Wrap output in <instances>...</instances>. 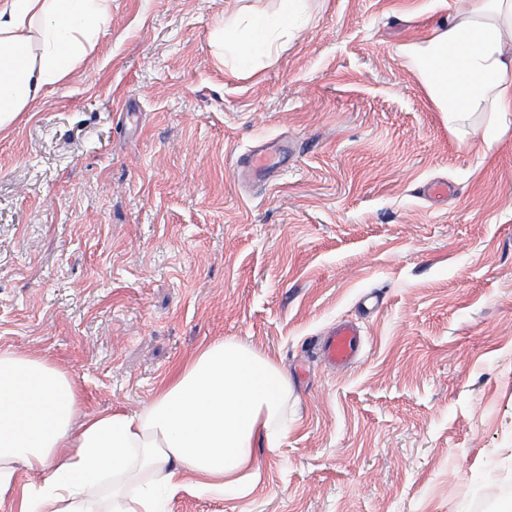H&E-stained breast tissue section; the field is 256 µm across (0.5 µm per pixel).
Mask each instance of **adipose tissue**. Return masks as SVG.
Listing matches in <instances>:
<instances>
[{
	"label": "adipose tissue",
	"instance_id": "adipose-tissue-1",
	"mask_svg": "<svg viewBox=\"0 0 512 512\" xmlns=\"http://www.w3.org/2000/svg\"><path fill=\"white\" fill-rule=\"evenodd\" d=\"M305 0L258 13L248 38L218 36L240 69L297 30ZM112 0H0V130L31 111L95 50ZM402 52L436 111L458 128L482 112L512 116V0H450L429 37ZM287 375L227 337L173 367L138 412L82 416L79 384L52 362L0 348V505L10 512H162L182 492L235 498L257 477L259 443L288 432ZM43 474L21 482L19 469Z\"/></svg>",
	"mask_w": 512,
	"mask_h": 512
}]
</instances>
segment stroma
Here are the masks:
<instances>
[{"mask_svg":"<svg viewBox=\"0 0 512 512\" xmlns=\"http://www.w3.org/2000/svg\"><path fill=\"white\" fill-rule=\"evenodd\" d=\"M281 5L112 0L91 57L0 134V345L68 371L90 414L139 411L227 337L276 358L288 435L252 490L169 512H502L512 128L449 130L401 54L439 0H306L238 74L218 22ZM267 141L288 157L257 181L237 161ZM344 319L367 344L334 370L312 343Z\"/></svg>","mask_w":512,"mask_h":512,"instance_id":"stroma-1","label":"stroma"}]
</instances>
